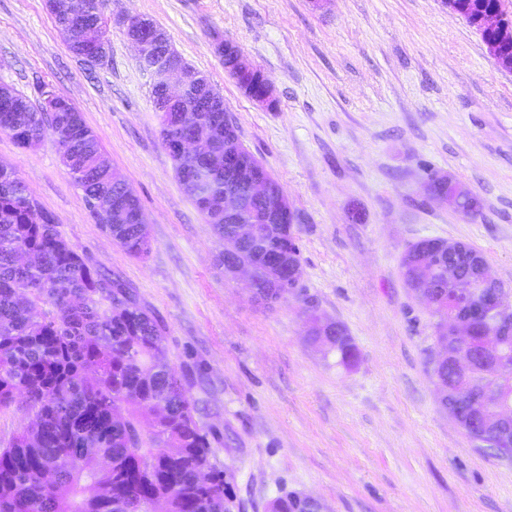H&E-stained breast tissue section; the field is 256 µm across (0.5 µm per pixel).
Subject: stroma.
<instances>
[{"instance_id":"stroma-1","label":"stroma","mask_w":512,"mask_h":512,"mask_svg":"<svg viewBox=\"0 0 512 512\" xmlns=\"http://www.w3.org/2000/svg\"><path fill=\"white\" fill-rule=\"evenodd\" d=\"M152 19L224 98L240 140L300 217L304 276L265 308L215 263L220 243L185 193L160 136L153 78L124 33L89 67L45 0H0V84L32 103L69 98L138 194L142 258L95 224L50 140L0 133V165L52 212L61 234L124 278L167 327L166 359L203 408L239 512L294 491L325 512H512V461L479 451L442 406L430 359L433 308L403 278L423 238L472 246L512 293V72L441 0H110ZM233 42L271 80L269 111L215 54ZM478 196L476 218L435 201L426 174ZM343 324L354 367L311 343V314Z\"/></svg>"}]
</instances>
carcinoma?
I'll return each instance as SVG.
<instances>
[{"instance_id":"1","label":"carcinoma","mask_w":512,"mask_h":512,"mask_svg":"<svg viewBox=\"0 0 512 512\" xmlns=\"http://www.w3.org/2000/svg\"><path fill=\"white\" fill-rule=\"evenodd\" d=\"M74 13L91 19L105 12L107 0H70ZM213 133L209 157L173 160L185 193L210 224L224 256L252 267L265 283L261 304L272 307L283 299L282 277L301 260L294 235L297 214L286 224H269L266 210L274 201L247 199L244 221L254 235L241 240L237 225L194 196L198 188L217 198L224 195V151L239 153L255 176L275 191L280 184L240 143L237 126L215 105L196 101ZM161 125L165 148L179 134L178 113ZM0 131L27 147L33 138L50 135L58 152L67 155V175L85 201H120L122 213H91L101 230L129 255L142 258L151 248L149 227L135 223L140 200L105 159L97 134L73 105L44 112L12 111L0 99ZM432 197H464L465 216L474 217L480 203L471 190L445 175L431 173ZM439 256L425 253L423 241L405 251V278L417 277L430 286L438 341L452 355L477 351L468 369L448 364L438 369L450 397L485 402L491 415H512V389L486 398L501 386L498 365L512 364V327L493 317L469 326L470 340L448 331V319L460 317L448 295V268L468 277L478 270L456 253L448 241ZM166 327L140 303L120 276L97 266L85 252L72 248L58 229L55 216L27 192L13 171H0V410L18 393L35 410L34 425L0 448V512H228L234 504L227 472L215 462L210 432L182 380L165 361ZM338 364H355L358 351L351 337L328 344ZM95 380L87 379L88 373ZM201 470L210 482H195ZM296 492L272 500L267 512H308Z\"/></svg>"}]
</instances>
